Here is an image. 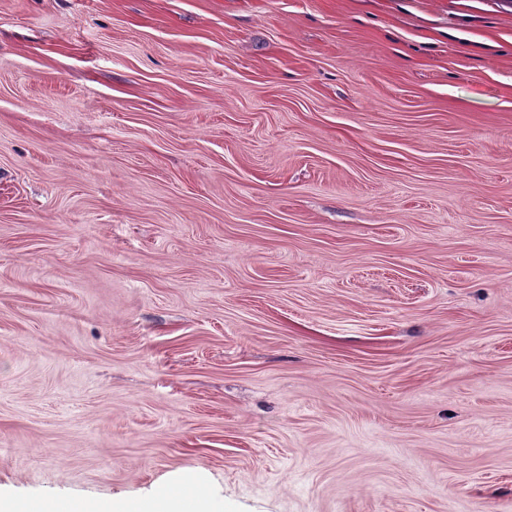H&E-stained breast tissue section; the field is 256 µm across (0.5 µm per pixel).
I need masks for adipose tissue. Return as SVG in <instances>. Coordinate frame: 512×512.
Listing matches in <instances>:
<instances>
[{"label": "adipose tissue", "mask_w": 512, "mask_h": 512, "mask_svg": "<svg viewBox=\"0 0 512 512\" xmlns=\"http://www.w3.org/2000/svg\"><path fill=\"white\" fill-rule=\"evenodd\" d=\"M197 480L194 474L174 477L148 498L110 503V512H211L209 499L188 497L191 483Z\"/></svg>", "instance_id": "adipose-tissue-1"}]
</instances>
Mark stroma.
<instances>
[{
	"instance_id": "35a3bbf8",
	"label": "stroma",
	"mask_w": 512,
	"mask_h": 512,
	"mask_svg": "<svg viewBox=\"0 0 512 512\" xmlns=\"http://www.w3.org/2000/svg\"><path fill=\"white\" fill-rule=\"evenodd\" d=\"M512 512V6L0 0V492Z\"/></svg>"
}]
</instances>
